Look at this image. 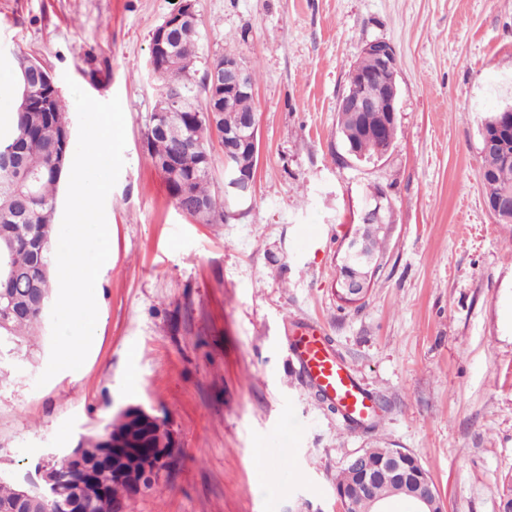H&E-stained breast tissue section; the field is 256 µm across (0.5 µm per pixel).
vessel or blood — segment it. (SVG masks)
<instances>
[{
	"label": "vessel or blood",
	"instance_id": "b4317fda",
	"mask_svg": "<svg viewBox=\"0 0 512 512\" xmlns=\"http://www.w3.org/2000/svg\"><path fill=\"white\" fill-rule=\"evenodd\" d=\"M291 354L305 379L321 387L344 413L362 420L372 414L370 392L337 360L319 326L306 325L295 336Z\"/></svg>",
	"mask_w": 512,
	"mask_h": 512
}]
</instances>
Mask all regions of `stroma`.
<instances>
[{
	"label": "stroma",
	"instance_id": "35a3bbf8",
	"mask_svg": "<svg viewBox=\"0 0 512 512\" xmlns=\"http://www.w3.org/2000/svg\"><path fill=\"white\" fill-rule=\"evenodd\" d=\"M174 0H0V84L23 52L71 85L120 98L125 165L105 203L110 259L79 375L35 381L43 324L0 386V468L24 478L121 409L164 418L181 459L125 512H342L335 477L369 438L315 399L290 352L320 325L389 403L378 434L415 454L447 512H501L512 487V225L480 182L485 119L512 106V0H197L203 56L256 72V188L224 224L179 213L145 133L159 99L146 59ZM396 50L398 128L378 163L344 159L337 103L367 42ZM391 202L361 308L336 298L338 251L366 193ZM140 379L131 388L130 375ZM273 448V485L253 479Z\"/></svg>",
	"mask_w": 512,
	"mask_h": 512
}]
</instances>
